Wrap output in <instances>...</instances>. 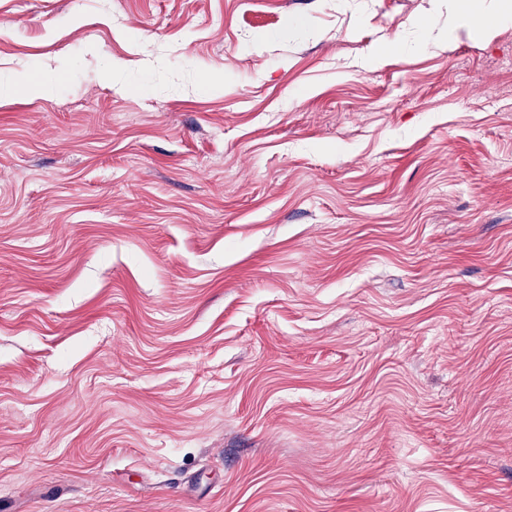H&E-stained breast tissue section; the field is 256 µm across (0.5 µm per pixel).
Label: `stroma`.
Wrapping results in <instances>:
<instances>
[{"label": "stroma", "mask_w": 512, "mask_h": 512, "mask_svg": "<svg viewBox=\"0 0 512 512\" xmlns=\"http://www.w3.org/2000/svg\"><path fill=\"white\" fill-rule=\"evenodd\" d=\"M430 9L0 0V512H512V23L363 68Z\"/></svg>", "instance_id": "35a3bbf8"}]
</instances>
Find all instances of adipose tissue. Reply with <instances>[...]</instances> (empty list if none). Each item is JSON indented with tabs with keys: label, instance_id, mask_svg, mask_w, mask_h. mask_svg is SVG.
Wrapping results in <instances>:
<instances>
[{
	"label": "adipose tissue",
	"instance_id": "1",
	"mask_svg": "<svg viewBox=\"0 0 512 512\" xmlns=\"http://www.w3.org/2000/svg\"><path fill=\"white\" fill-rule=\"evenodd\" d=\"M434 8L447 11V28H436L430 16H420L412 24L411 37H398L397 45L408 43L422 50L437 49L447 44L452 33L461 27L489 40L503 25L512 22V0H436Z\"/></svg>",
	"mask_w": 512,
	"mask_h": 512
}]
</instances>
